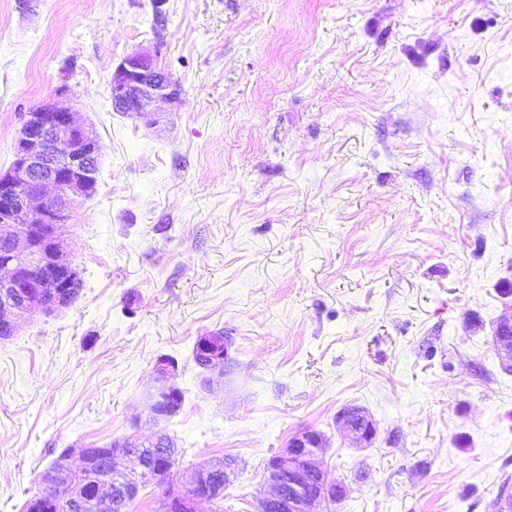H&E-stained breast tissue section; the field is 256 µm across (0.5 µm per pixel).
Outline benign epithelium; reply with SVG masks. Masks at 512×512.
<instances>
[{"label":"benign epithelium","instance_id":"benign-epithelium-1","mask_svg":"<svg viewBox=\"0 0 512 512\" xmlns=\"http://www.w3.org/2000/svg\"><path fill=\"white\" fill-rule=\"evenodd\" d=\"M181 88L169 72L159 67L152 52L142 48L122 59L112 72V110L130 117L152 118L151 106L158 99H174ZM99 142L93 128L77 122L74 112L54 103H43L27 115L17 139L14 159L0 170V332L14 335L21 321L43 312L51 314L69 307L78 295V271L62 252V240L72 221L71 196L88 195L96 189ZM500 346V366L512 373V304L505 305L495 328ZM229 339L210 333L196 341V349L207 359L206 370L224 377ZM175 363L161 358L157 377L148 395L151 421L159 423L181 409V390L169 381ZM336 423L346 436L366 447L377 434L373 421L359 407L338 413ZM157 452H169L162 434L150 442ZM138 438L115 439L105 456L81 449V466L73 468L69 455L60 457L41 475L47 492L36 495L34 512H55L62 489L76 474H93V486L78 489L71 500L79 512H126L136 498L139 484L129 463L149 472L156 484H166L171 466L142 456L150 444ZM325 446L318 433L303 431L290 438L287 448L272 456L266 467L268 492L260 512H318L327 500L341 501L348 495L343 484H329L319 464ZM132 474V481L119 492L104 476L108 464ZM228 462L196 469L185 476L184 490L167 493L161 512H202L220 491L219 480L229 481Z\"/></svg>","mask_w":512,"mask_h":512}]
</instances>
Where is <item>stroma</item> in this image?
<instances>
[{"instance_id":"1","label":"stroma","mask_w":512,"mask_h":512,"mask_svg":"<svg viewBox=\"0 0 512 512\" xmlns=\"http://www.w3.org/2000/svg\"><path fill=\"white\" fill-rule=\"evenodd\" d=\"M142 48L182 89L154 126L110 100ZM44 102L93 127L100 169L64 237L78 298L0 339V512L63 451L159 430L167 486L143 476L128 512L227 457L224 512H259L303 429L349 487L320 512H488L512 476V0H0V168ZM162 357L184 401L156 427ZM495 339L500 346V366L512 373V304H506L495 328ZM229 339L227 336H215V333L200 336L196 341V349L202 357L206 358L207 366L205 368V360L194 349V360L197 365L205 368L212 376L217 378L224 377V362L228 357ZM336 423L346 436L360 447H367L377 434L373 421L359 407H347L338 413Z\"/></svg>"}]
</instances>
